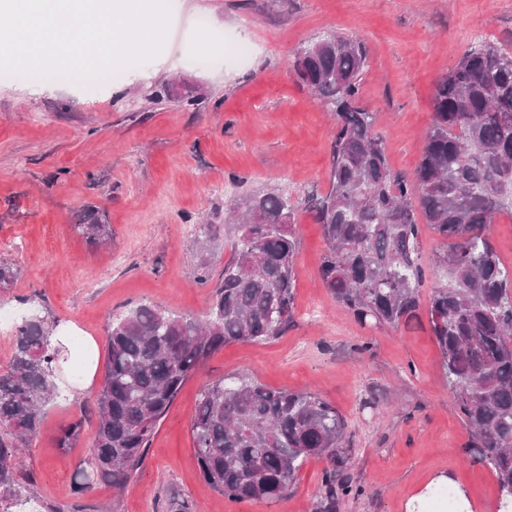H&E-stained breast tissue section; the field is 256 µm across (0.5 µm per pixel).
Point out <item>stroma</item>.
Masks as SVG:
<instances>
[{"label":"stroma","mask_w":512,"mask_h":512,"mask_svg":"<svg viewBox=\"0 0 512 512\" xmlns=\"http://www.w3.org/2000/svg\"><path fill=\"white\" fill-rule=\"evenodd\" d=\"M160 52L102 81L0 75V259L21 270L0 294L39 295L73 329L65 386L44 411L27 449L38 500L58 512H313L328 462L309 459L297 485L276 502H232L202 478L190 433L202 387L245 373L270 388L311 391L345 417L352 455L345 476L365 487L336 512H410L427 507L438 477L465 493L472 512L496 504L488 465L464 448L462 423L440 365L427 315L395 327L360 324L319 276L321 228L298 212L295 324L268 342L214 352L184 384L160 422L145 460L123 492L99 484L75 496L72 480L93 444L89 410L102 380L75 390L74 363L86 338L105 361L112 321L141 305L206 316L212 286L189 259L203 217L238 197L281 188L295 200L326 191L336 121L299 85L293 51L325 33L361 41L367 67L359 104L376 115L395 173L412 175L432 121L437 81L471 47L490 41L512 54V0H166ZM243 40L246 61L216 58L214 41ZM201 84L191 111L152 99L176 76ZM98 212L107 243L88 242L74 224ZM83 419L76 447L57 446L62 427Z\"/></svg>","instance_id":"stroma-1"}]
</instances>
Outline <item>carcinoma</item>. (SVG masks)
Instances as JSON below:
<instances>
[{"mask_svg": "<svg viewBox=\"0 0 512 512\" xmlns=\"http://www.w3.org/2000/svg\"><path fill=\"white\" fill-rule=\"evenodd\" d=\"M366 59L361 43L330 34L296 49L291 60L299 84L336 118L329 188L306 199L326 242L322 283L360 323L395 327L419 308L425 274L418 220L442 239L433 270L447 283L432 288L430 329L469 430L468 452L490 466L499 508L512 512V268L486 233L498 218L512 219V56L480 45L436 83L433 122L411 180L391 170L374 113L358 105ZM165 97L195 106L205 91L177 79L154 95ZM296 221L286 190L244 197L227 223L196 228L193 261L202 285L212 279L217 239L231 243L207 316L141 305L110 325L93 446L74 473L75 494L96 483L127 485L157 425L212 352L288 332ZM76 228L93 243L109 237L94 213ZM20 273L0 261L1 285L12 286ZM22 304L27 313L0 368V512L34 497L19 448L37 437L45 407L58 398L63 359V347L51 343L57 322L36 296ZM82 430L81 419L62 427L58 447H74ZM190 430L203 478L231 501L286 497L316 457L329 461L316 512H336L338 499L365 492L338 470L352 452L346 419L315 393L270 389L242 373L223 376L201 390Z\"/></svg>", "mask_w": 512, "mask_h": 512, "instance_id": "1", "label": "carcinoma"}]
</instances>
